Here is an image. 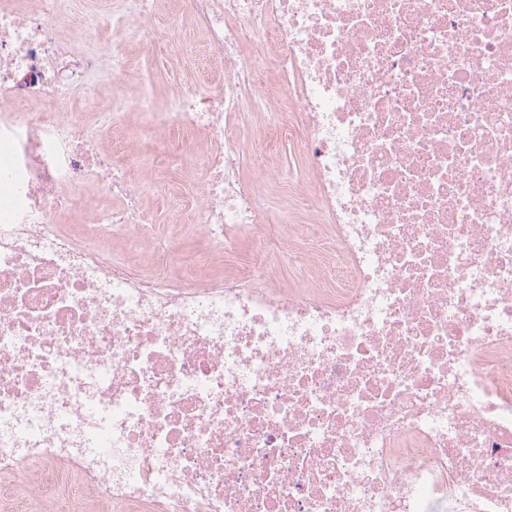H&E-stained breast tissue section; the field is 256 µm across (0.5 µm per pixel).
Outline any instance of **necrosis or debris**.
I'll return each mask as SVG.
<instances>
[{
  "label": "necrosis or debris",
  "instance_id": "1",
  "mask_svg": "<svg viewBox=\"0 0 512 512\" xmlns=\"http://www.w3.org/2000/svg\"><path fill=\"white\" fill-rule=\"evenodd\" d=\"M155 3L112 33L178 57ZM182 3L221 77L108 118L202 136L191 232L269 225L299 280L184 265L141 205L159 156L132 176L71 95L95 18L0 0V512H512V0ZM261 120L319 223L245 174ZM275 162L280 167L281 183L273 191V196L278 197L288 205V221L292 224H313L310 218L311 207L305 206L303 200L306 193L303 189L309 180V175L301 164L299 157L290 149L288 139H275L270 135Z\"/></svg>",
  "mask_w": 512,
  "mask_h": 512
}]
</instances>
